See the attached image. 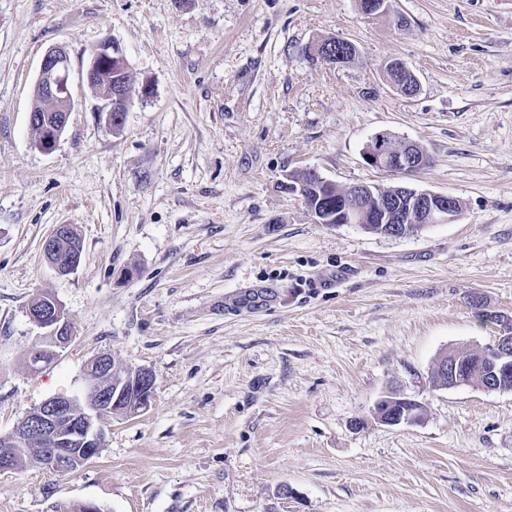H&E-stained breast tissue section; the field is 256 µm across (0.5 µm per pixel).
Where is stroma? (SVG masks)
<instances>
[{
  "label": "stroma",
  "mask_w": 512,
  "mask_h": 512,
  "mask_svg": "<svg viewBox=\"0 0 512 512\" xmlns=\"http://www.w3.org/2000/svg\"><path fill=\"white\" fill-rule=\"evenodd\" d=\"M340 36L355 63L313 57ZM122 47L135 87L122 134L83 82ZM72 110L56 147L28 123L47 50ZM416 74L397 92L390 61ZM386 131L430 158L411 187L459 217L407 238L315 223L288 174L399 184L363 151ZM82 243L57 275L43 242ZM71 344L33 372L40 292ZM512 315V0H0V433L45 399L82 395L108 354L155 376L150 406L113 415L91 463L0 474V512H512V393L435 387L442 353ZM419 420L378 423L388 391ZM293 494L279 495L281 485ZM66 236H69L68 242L79 247L80 252H82L79 237L71 228L69 230L67 224L54 226L43 244L44 254L48 263L61 275L69 274L76 268L72 266L73 257L67 256L66 253Z\"/></svg>",
  "instance_id": "1"
}]
</instances>
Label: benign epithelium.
Listing matches in <instances>:
<instances>
[{"instance_id":"7a95c632","label":"benign epithelium","mask_w":512,"mask_h":512,"mask_svg":"<svg viewBox=\"0 0 512 512\" xmlns=\"http://www.w3.org/2000/svg\"><path fill=\"white\" fill-rule=\"evenodd\" d=\"M336 42L348 47V54L334 56L330 53H316L314 47L309 52L320 59L335 61L337 66H345L359 55L358 48L351 41L338 37ZM112 67L126 70V57L121 46L113 40H105L90 51V61L82 74L87 86L94 88L106 84L100 94L99 116L115 132L123 129L124 117L114 118L113 102L121 104L120 112H127L129 99L122 93L112 90V79H103L102 73ZM404 81L395 85L400 93L416 94L418 79L404 64L400 63ZM71 65L67 53L60 48H52L43 56L38 78L34 87V98L48 100L55 104L60 115L53 118L29 115V123L41 128L35 146L42 152L52 151L63 135L70 112L72 95L70 90ZM363 157L372 167L391 172L408 179L425 167L429 157L416 142L398 138L388 132L376 135L365 147ZM460 212L458 199L448 193L418 190L407 184H399L391 190H381L366 184H353L345 191V201L336 220L340 224H352L364 232L374 231L375 219L389 225L388 233L394 238L411 237L418 234L419 225L449 223ZM66 224L54 226L46 237L43 250L48 263L61 275L74 270L73 258L66 253ZM44 304L38 308L28 307L26 315L37 327L45 330L38 337L30 355L33 370L45 363V358L60 356L73 340V328L65 315L60 302L49 292L43 293ZM498 334L486 346L496 359L477 368L474 374L484 377L479 388L488 393L512 391V317L496 315ZM471 368L470 363L461 361L456 352H448L447 358L435 366L438 383L448 382V387H459L463 376ZM90 383L83 396L57 395L46 399L32 413L19 422L14 429L0 433V473L14 471L19 452L23 448L40 450V462L49 473L66 477L84 467L96 457L105 443V426L114 413L133 415L147 409L154 396L155 378L146 368L127 369L123 372L112 366V358L99 355L87 365ZM399 407V410L384 415L373 411L380 423L398 426L418 420L419 403L412 402L396 394H388L379 399Z\"/></svg>"}]
</instances>
